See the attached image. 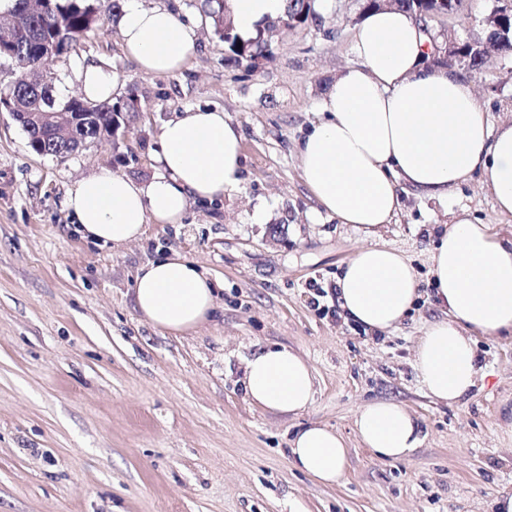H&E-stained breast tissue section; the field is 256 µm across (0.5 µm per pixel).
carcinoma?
<instances>
[{"label":"carcinoma","instance_id":"1","mask_svg":"<svg viewBox=\"0 0 512 512\" xmlns=\"http://www.w3.org/2000/svg\"><path fill=\"white\" fill-rule=\"evenodd\" d=\"M28 0H17L11 19H21L18 27L0 28V58L11 62L15 80L7 99L0 101V109L16 113L15 121L28 137V146L37 155L64 157L87 148L105 134H116L129 124L138 111V97L131 89L110 106L82 99H69L55 104L51 87H34L28 73L45 53L60 57L85 33L97 25L107 12L119 10V0H45L44 8L24 13ZM437 6L434 0H397L395 8L414 17ZM204 13L209 17L214 33L224 41V62L256 67L259 59L272 57L271 41L277 26L267 22L255 36L245 39L235 30L224 0H203ZM315 16L312 0H287L279 23L300 27ZM33 112H75L78 124L74 136L68 141L55 139L48 125L41 126L31 119Z\"/></svg>","mask_w":512,"mask_h":512}]
</instances>
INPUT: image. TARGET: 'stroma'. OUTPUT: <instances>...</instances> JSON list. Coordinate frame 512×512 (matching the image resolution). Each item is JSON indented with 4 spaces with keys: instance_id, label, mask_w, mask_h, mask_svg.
Listing matches in <instances>:
<instances>
[{
    "instance_id": "obj_1",
    "label": "stroma",
    "mask_w": 512,
    "mask_h": 512,
    "mask_svg": "<svg viewBox=\"0 0 512 512\" xmlns=\"http://www.w3.org/2000/svg\"><path fill=\"white\" fill-rule=\"evenodd\" d=\"M145 3L196 29L182 70L141 72L112 18L46 67L61 103L77 94V61L111 63L116 96L139 97L129 129L42 157L0 112V512H488L497 491L512 490V338L478 337L484 384L454 404L426 395L413 357L438 315L428 261L436 225L466 210L511 239L512 216L495 210L478 172L444 201L406 190L374 242L410 258L420 296L395 329L364 331L344 316L335 289L366 239L322 211L298 153L329 86L357 62L362 0H328L305 26L280 28L272 59L255 69L225 64L201 0ZM495 5L463 0L456 15L424 25L440 44L482 38ZM458 72L492 124L512 120V52ZM196 106L221 108L239 127V186L192 204L183 223L148 225L136 242L83 238L68 192L103 167L151 178L162 125ZM175 252L217 288L212 316L178 335L142 320L132 293L142 265ZM269 344L313 369L315 398L298 415L244 397L245 361ZM379 399L418 417L424 441L409 458L384 460L361 443L356 417ZM312 423L347 442L336 484L290 461L294 432Z\"/></svg>"
}]
</instances>
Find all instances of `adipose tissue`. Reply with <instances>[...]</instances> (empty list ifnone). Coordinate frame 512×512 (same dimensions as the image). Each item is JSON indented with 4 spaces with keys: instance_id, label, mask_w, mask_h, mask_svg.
<instances>
[{
    "instance_id": "ef3b65f1",
    "label": "adipose tissue",
    "mask_w": 512,
    "mask_h": 512,
    "mask_svg": "<svg viewBox=\"0 0 512 512\" xmlns=\"http://www.w3.org/2000/svg\"><path fill=\"white\" fill-rule=\"evenodd\" d=\"M226 7L248 38L283 14L286 0H226ZM117 25L125 55L149 75L181 70L195 45L192 26L143 0H123ZM428 43L399 10L365 15L353 46L359 63L333 82L322 120L299 148L304 181L323 211L368 236L391 223L402 191L442 201L476 171L491 185L498 212L512 215V122L490 124L453 67L425 65ZM75 72L85 100L112 101L117 78L108 65L81 61ZM241 150L242 136L223 110L190 107L162 126L150 179L103 167L81 180L65 204L84 237L120 246L140 239L146 224L180 223L191 201L234 189ZM430 263L440 315L418 338L414 367L429 397L453 403L480 381L475 335H512V238L457 215L438 233ZM336 289L347 318L385 332L410 315L419 280L403 252L371 245L348 259ZM133 293L140 317L170 333L196 328L216 306L208 277L178 255L141 267ZM243 387L250 403L281 415L303 412L314 400L311 366L281 345L246 360ZM356 426L362 444L382 459L407 458L424 439L417 417L391 400L368 403ZM290 450L294 465L321 483L344 474L348 449L326 426L296 431Z\"/></svg>"
}]
</instances>
